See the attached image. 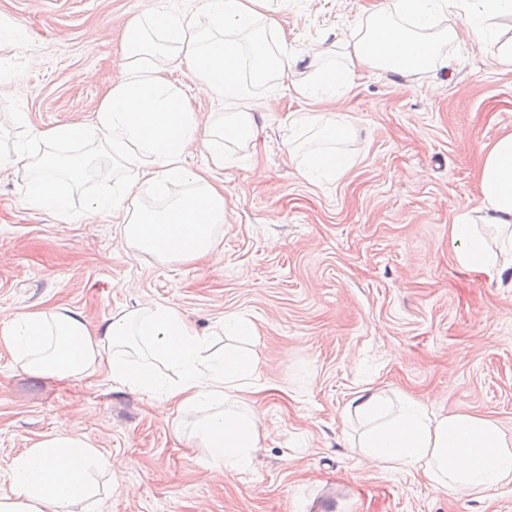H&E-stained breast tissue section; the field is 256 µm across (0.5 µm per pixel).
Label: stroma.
<instances>
[{
    "label": "stroma",
    "instance_id": "stroma-1",
    "mask_svg": "<svg viewBox=\"0 0 512 512\" xmlns=\"http://www.w3.org/2000/svg\"><path fill=\"white\" fill-rule=\"evenodd\" d=\"M373 0H290L279 32L297 52L350 34ZM189 0H0V152L35 151L34 132L90 121L122 73L127 22ZM483 48L452 45L447 65L414 77L357 70L313 103L287 78L250 89L254 144L227 154L226 223L210 258L159 265L127 252L115 218L88 211L105 181L70 185L73 218L24 201L28 173H0V307L79 308L100 324L121 310L172 305L198 333L224 316L251 320L257 388L242 397L260 446L225 470L153 399L104 376L64 384L24 373L0 348V490L13 459L64 426L124 473L91 471L84 512H512V484L487 497L436 491L424 476L382 468L352 445L342 412L372 388L436 414L490 418L512 436V274L463 270L449 229L477 205L480 148L512 130V70L491 62L512 37L492 21ZM318 112L351 125L353 166L311 182L288 153L292 121Z\"/></svg>",
    "mask_w": 512,
    "mask_h": 512
}]
</instances>
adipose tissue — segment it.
<instances>
[{
	"label": "adipose tissue",
	"instance_id": "adipose-tissue-1",
	"mask_svg": "<svg viewBox=\"0 0 512 512\" xmlns=\"http://www.w3.org/2000/svg\"><path fill=\"white\" fill-rule=\"evenodd\" d=\"M288 0H201L197 10H153L130 21L124 35V66L87 124H60L38 133L45 149L35 159L18 153L0 156V169L33 164L39 176L25 187V201L56 220L72 219L62 186L81 180L88 159L68 154V146L94 141L113 165L136 179L92 198L95 213L123 214L122 239L133 252L160 265L195 261L214 252L225 221L224 191L210 178L224 166L229 146H246L258 128L256 113L228 112L201 128L181 85L164 78L153 61L164 55L172 67H186L199 92L225 101L239 99L248 85L281 78L307 63L310 81L297 93L314 101L350 84L357 66L384 74L417 75L435 70L443 46L467 37L486 41L492 18L512 15V0H478L467 17L458 10L438 16V0H376L352 38L337 41V61L327 51L300 54L277 39L273 2ZM300 126L313 129L300 173L309 180L342 176L353 160L340 145L355 136L353 127L322 123L302 114ZM206 150L211 167L186 166L191 144ZM177 182L185 190L153 207L139 199L140 188L160 189ZM479 204L462 211L450 226L460 266L502 273L499 257L512 255V131L484 145L478 171ZM231 344L214 351L173 306L127 311L89 327L82 311L68 305L47 310L0 308V347L22 370L38 379L79 382L102 374L115 388L155 398L160 414H194L190 436L212 459L237 471L259 446L255 417L238 409V393L249 387L260 360L250 343L254 324L236 315L222 325ZM364 426L358 446L387 468L422 471L435 490L482 495L512 482V440L490 418L429 413L420 402L392 404L369 388L358 391L348 408ZM107 472L109 459L89 441L59 429L16 457L0 494V512H73L88 496L89 467Z\"/></svg>",
	"mask_w": 512,
	"mask_h": 512
}]
</instances>
